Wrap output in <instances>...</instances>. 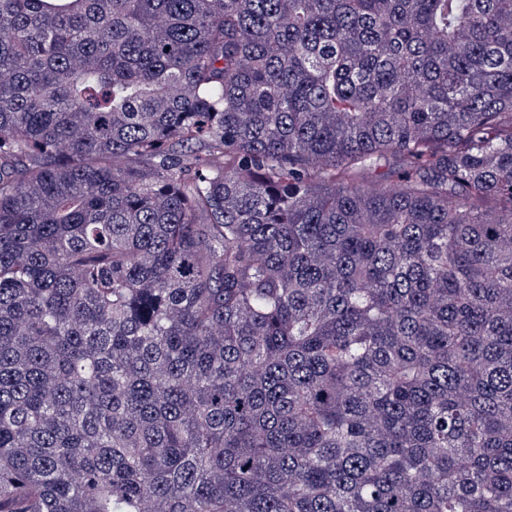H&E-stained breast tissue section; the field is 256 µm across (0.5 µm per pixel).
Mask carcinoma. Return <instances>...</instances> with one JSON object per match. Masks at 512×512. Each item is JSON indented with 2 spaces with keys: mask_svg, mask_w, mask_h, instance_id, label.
<instances>
[{
  "mask_svg": "<svg viewBox=\"0 0 512 512\" xmlns=\"http://www.w3.org/2000/svg\"><path fill=\"white\" fill-rule=\"evenodd\" d=\"M0 512H512V0H0Z\"/></svg>",
  "mask_w": 512,
  "mask_h": 512,
  "instance_id": "1",
  "label": "carcinoma"
}]
</instances>
